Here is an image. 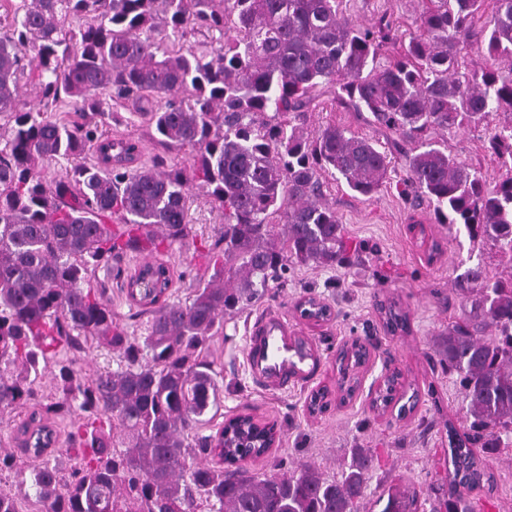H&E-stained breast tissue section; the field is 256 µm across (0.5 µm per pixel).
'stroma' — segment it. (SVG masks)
I'll use <instances>...</instances> for the list:
<instances>
[{"instance_id": "stroma-1", "label": "stroma", "mask_w": 512, "mask_h": 512, "mask_svg": "<svg viewBox=\"0 0 512 512\" xmlns=\"http://www.w3.org/2000/svg\"><path fill=\"white\" fill-rule=\"evenodd\" d=\"M422 8L421 0H344L342 5L345 16L356 24L389 21L392 36L400 40L408 39ZM294 124L308 139L329 124L372 139L387 152L392 168L388 180L371 197L355 194L333 180L324 187L325 200L335 208L347 237L360 244L358 255L342 265L294 268L286 285L271 284L246 312L225 319L223 335L214 337L206 351L222 380L221 408L202 432L215 434L225 419L237 415L275 424L279 444L247 463L250 471L259 473H282L308 461L320 465L326 475L337 476L350 463L354 449H371L380 465L367 482L360 512H382L389 493L404 486L416 488L423 499L446 494V427L451 424L462 432L471 422L457 376L440 364L437 354L439 337L462 314L453 281L480 262L498 272H512V255L491 244L470 241L466 233L450 232L447 225L438 223L432 206L425 202L416 206L402 196L396 184L405 175L409 143L373 124L369 113L356 111L330 89L314 91ZM103 127L113 136L138 142V165H151L159 153L166 159V168L185 170L190 165L191 149L162 151L147 118L129 103L115 104ZM429 139L447 145L488 181H496L499 164L487 149L483 127H471L455 136L436 130L430 132ZM189 194L188 236L154 253H113L91 280L128 335H142L147 321L146 315L136 314L129 306L123 292L136 265L148 260L166 264L173 298L182 302L191 298L204 274L201 244L217 240L224 215L197 186H190ZM428 238L441 243L437 260L427 257L424 241ZM306 297L328 304L330 319H303L297 305ZM388 301L398 302L407 312L406 329L393 332L384 326L378 308ZM266 312L287 317L298 335L309 337L317 346L321 363L309 382L285 391L262 390L255 385L245 359L246 336L256 318ZM356 339L369 341L371 357L368 364L355 369L360 389L345 401L335 357L337 350ZM386 368L400 373L405 394H416L412 412L400 414L395 406L384 412L372 409L370 387ZM318 389L326 391L329 406L312 416L306 404L311 392ZM484 460L494 475V487L474 491L475 512H512V432L503 434L500 448L485 454Z\"/></svg>"}]
</instances>
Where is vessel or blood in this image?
<instances>
[{
	"label": "vessel or blood",
	"mask_w": 512,
	"mask_h": 512,
	"mask_svg": "<svg viewBox=\"0 0 512 512\" xmlns=\"http://www.w3.org/2000/svg\"><path fill=\"white\" fill-rule=\"evenodd\" d=\"M312 351V346H300L285 322L270 316L255 323L246 360L258 386L282 389L289 380L311 376Z\"/></svg>",
	"instance_id": "obj_1"
}]
</instances>
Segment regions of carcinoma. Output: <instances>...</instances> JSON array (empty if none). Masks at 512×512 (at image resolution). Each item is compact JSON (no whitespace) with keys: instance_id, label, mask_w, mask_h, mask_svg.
<instances>
[{"instance_id":"obj_1","label":"carcinoma","mask_w":512,"mask_h":512,"mask_svg":"<svg viewBox=\"0 0 512 512\" xmlns=\"http://www.w3.org/2000/svg\"><path fill=\"white\" fill-rule=\"evenodd\" d=\"M427 0L399 57L381 62L390 34L344 17L339 0H19L0 32V410L27 405L50 372L60 396L51 412L75 418L64 448L39 411L21 424L20 454L0 455L16 469L34 512H359L378 458L357 448L338 477L314 463L288 473L252 472L243 463L266 454L273 428L248 416L214 435H198L219 408V373L203 355L237 315L288 270L343 262L347 243L336 210L323 201L322 175L363 196L389 171L387 154L368 138L334 125L309 141L288 122L320 86L334 90L372 122L409 141L435 129L488 131L505 176H484L431 142L405 155L403 193L426 201L445 224L473 241L512 254V0ZM195 32L200 46L164 42ZM472 43L482 64L464 69L456 47ZM34 53L24 72L25 52ZM42 99L64 95L76 119L18 109L20 82ZM134 103L154 139L194 149L189 172L155 160L128 169L132 140L106 142L92 127L112 99ZM163 104L155 105L156 99ZM103 162L80 163L89 143ZM72 164L73 180L47 182L44 164ZM203 189L224 212L208 249L210 279L181 303L166 295L162 263H145L127 294L149 315L143 336H129L92 287L91 274L120 248L156 251L189 234L187 187ZM74 196L71 203L67 196ZM138 233L112 229V219ZM149 280L146 291L140 282ZM462 317L448 326L438 354L468 401L470 432L448 428L453 493L430 512H473L471 492L487 476L480 455L512 430V273L482 263L453 281ZM388 329L407 314L390 305ZM93 341L119 366L86 378L73 352ZM210 459H198L197 454ZM74 460L65 475L57 457ZM417 495H392L382 512H417Z\"/></svg>"}]
</instances>
